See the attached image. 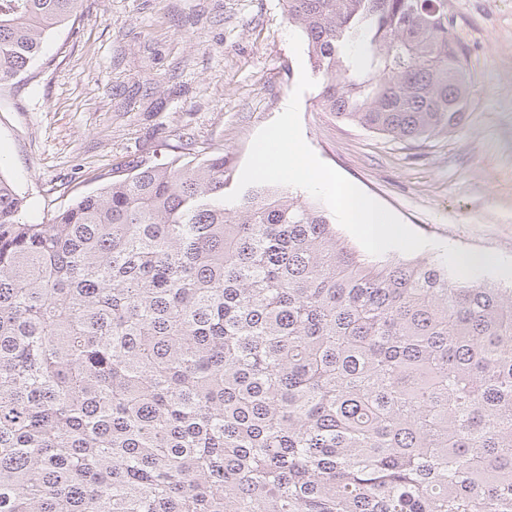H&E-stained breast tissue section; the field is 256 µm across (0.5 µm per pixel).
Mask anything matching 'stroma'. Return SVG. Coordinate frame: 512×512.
Listing matches in <instances>:
<instances>
[{"label": "stroma", "instance_id": "1", "mask_svg": "<svg viewBox=\"0 0 512 512\" xmlns=\"http://www.w3.org/2000/svg\"><path fill=\"white\" fill-rule=\"evenodd\" d=\"M474 76L464 123L416 146L300 100L315 154L433 244L512 260V0H445ZM283 0H87L31 76L0 93V172L24 221L101 188L139 160L223 149L242 171L286 108L300 63Z\"/></svg>", "mask_w": 512, "mask_h": 512}]
</instances>
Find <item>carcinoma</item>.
Wrapping results in <instances>:
<instances>
[{
	"label": "carcinoma",
	"mask_w": 512,
	"mask_h": 512,
	"mask_svg": "<svg viewBox=\"0 0 512 512\" xmlns=\"http://www.w3.org/2000/svg\"><path fill=\"white\" fill-rule=\"evenodd\" d=\"M84 2L0 0V91ZM284 2L336 117L462 125L442 0ZM234 189L141 161L28 224L0 174V512H512V289ZM336 224H338L339 232L349 242V244L354 246L361 254H363L365 256V258H368L369 260H376V259L385 260L388 257L391 258L394 256H396V257L402 256V257H406V258H412L415 256L427 257V258H432V259L443 258L442 254L444 253V249L443 248H435V247H427V248H424L422 250H419V251L411 253V254H405V253H402V252H399L396 250H392V251L386 252L385 254H383L381 256H371L362 248V246L354 239V237L338 223L337 220H336Z\"/></svg>",
	"instance_id": "1"
}]
</instances>
